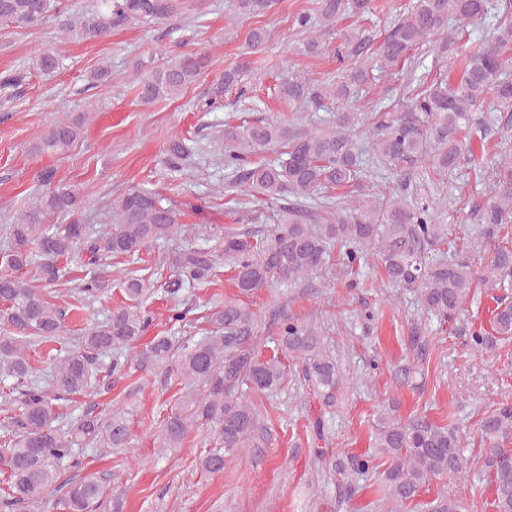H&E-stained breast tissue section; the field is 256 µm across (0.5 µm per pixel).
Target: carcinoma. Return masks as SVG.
Instances as JSON below:
<instances>
[{"mask_svg": "<svg viewBox=\"0 0 512 512\" xmlns=\"http://www.w3.org/2000/svg\"><path fill=\"white\" fill-rule=\"evenodd\" d=\"M372 0H317L314 13L293 16L301 35L296 52L315 56L327 38L338 42L336 58H358L341 70L336 81L313 84L292 74L278 85L276 95L288 106L300 108L323 98L347 100L368 83L370 64L387 72L410 60L430 39L448 33V50L460 70L453 84L443 81L420 85L407 98L371 112L338 110L333 119L309 129L295 121L271 118L253 124L224 122L216 148L224 150V168L230 171L226 189L273 207V223L261 234L231 225H193L183 213L165 203L154 190L130 186L112 200L108 214L115 224L94 234L83 222L80 189L57 177V168L43 167L37 188L26 195L12 224L0 230V393L14 398L11 413L0 420V474L6 488L0 494V512L39 506L49 490L63 492L56 502L63 512H98L112 497V488L95 477L74 481L66 473L82 465L79 449L125 448L130 427L127 412L112 407L105 415L87 410L66 421L54 407L65 395L95 396L112 390V378L130 370L152 371L176 367L182 395L170 407L160 426V447L179 448L190 431L214 426L216 446L201 460L211 474L224 471L227 461L246 448H258L266 435L265 413L254 398L280 390L288 363L302 367L305 380L325 406L336 403L344 378L327 345L324 325L284 312L276 303L268 310L273 347L266 348L261 312L247 299L273 283L296 284L330 264L336 246L345 251L342 265L357 271L372 256L394 288L417 292L424 310L448 324L474 301L478 289L512 290V161L500 160L492 172L489 197L478 209L483 224L477 246L450 238L446 224L437 222V208L421 197L403 193L374 195L365 191L366 163L375 161L410 178L423 166L445 174L457 169L483 144L498 118L475 117L488 97L497 111L512 112V0H409L392 29L374 43L361 27H335L344 17H362ZM276 0H234L232 15L260 16ZM189 0H91L89 8L73 13L63 0H0V25L35 27L53 18L58 32L77 34L86 41L102 39L134 22L162 24L189 9ZM494 12V42L467 47L473 20ZM208 56L187 53L157 62L151 57L136 66L137 99L150 106L180 95L206 71ZM62 59L51 50L39 54L40 73L51 76ZM247 69L224 71L213 88L208 108H221L224 92L246 95ZM27 73H0V90L18 88ZM87 113L57 119L33 146L40 155L57 157L84 134ZM366 131L369 152L354 136ZM191 139L175 136L163 149V164L180 172L191 156ZM279 156L253 160L267 150ZM344 191L336 206L322 202L325 194ZM203 238L204 244L159 251L151 267L169 270L166 290L178 295L187 288L207 285L224 264L239 298L207 310L209 325L202 336H183L176 313L174 324L145 339L149 320L142 303L152 283L143 277L123 282L125 306L105 320L83 329L63 350L43 354L47 375L30 364V353L60 339L67 331L66 313L43 294L67 274L68 262L82 261L80 301L91 303L112 287L102 260L144 262L143 252L154 245ZM453 248L446 259L441 246ZM488 325L470 336V348L490 351L512 338V301L494 297ZM488 444L487 481L493 512H512V405L501 403L478 420ZM375 447L389 461L383 483L400 508L412 504L421 512H463L461 503L446 492L429 501L420 499L433 478L469 477L458 430L426 417L401 422L379 419Z\"/></svg>", "mask_w": 512, "mask_h": 512, "instance_id": "cac0c4a2", "label": "carcinoma"}]
</instances>
